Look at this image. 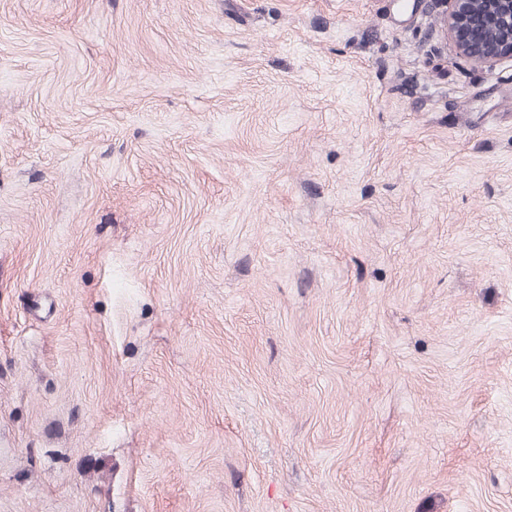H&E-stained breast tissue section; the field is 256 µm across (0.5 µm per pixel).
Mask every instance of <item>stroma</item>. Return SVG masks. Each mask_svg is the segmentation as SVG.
Wrapping results in <instances>:
<instances>
[{
	"mask_svg": "<svg viewBox=\"0 0 512 512\" xmlns=\"http://www.w3.org/2000/svg\"><path fill=\"white\" fill-rule=\"evenodd\" d=\"M0 512H512V64L0 0Z\"/></svg>",
	"mask_w": 512,
	"mask_h": 512,
	"instance_id": "obj_1",
	"label": "stroma"
}]
</instances>
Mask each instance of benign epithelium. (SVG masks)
I'll use <instances>...</instances> for the list:
<instances>
[{"mask_svg":"<svg viewBox=\"0 0 512 512\" xmlns=\"http://www.w3.org/2000/svg\"><path fill=\"white\" fill-rule=\"evenodd\" d=\"M455 54L478 68L512 61V0H432Z\"/></svg>","mask_w":512,"mask_h":512,"instance_id":"1","label":"benign epithelium"}]
</instances>
